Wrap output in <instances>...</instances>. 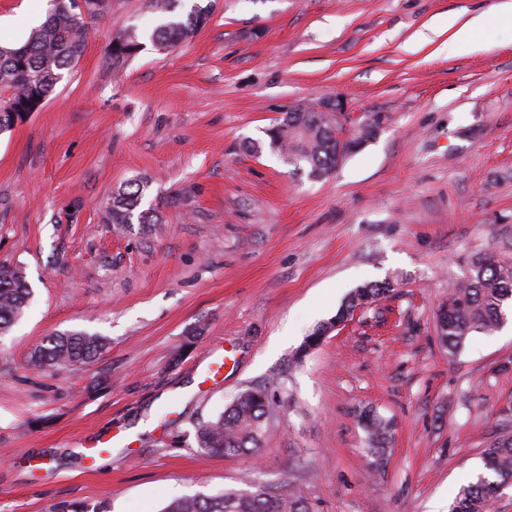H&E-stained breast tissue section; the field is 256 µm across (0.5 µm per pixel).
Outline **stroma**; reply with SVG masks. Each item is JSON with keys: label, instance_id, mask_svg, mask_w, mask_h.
<instances>
[{"label": "stroma", "instance_id": "1", "mask_svg": "<svg viewBox=\"0 0 512 512\" xmlns=\"http://www.w3.org/2000/svg\"><path fill=\"white\" fill-rule=\"evenodd\" d=\"M499 0H180L211 5L183 45L113 69L107 48L159 22L111 0L38 112L0 133V266L34 300L0 338V512L85 502L160 512L173 497L292 489L315 512H431L512 431V334L440 347L435 311L474 253L512 246V29ZM490 21L444 49L448 17ZM27 0H0V44ZM430 42H417L419 33ZM338 94L377 139L323 180L267 147L285 112ZM146 177L152 228L109 224L114 188ZM393 292L303 359L354 288ZM104 336L91 364L36 369L55 333ZM265 389L256 454L206 456L197 423ZM395 422L382 465L360 413ZM124 443L90 461L86 446Z\"/></svg>", "mask_w": 512, "mask_h": 512}]
</instances>
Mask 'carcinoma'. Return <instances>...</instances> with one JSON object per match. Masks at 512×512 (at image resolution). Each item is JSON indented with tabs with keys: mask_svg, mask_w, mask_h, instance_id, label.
<instances>
[{
	"mask_svg": "<svg viewBox=\"0 0 512 512\" xmlns=\"http://www.w3.org/2000/svg\"><path fill=\"white\" fill-rule=\"evenodd\" d=\"M74 0H55L45 21L34 28L27 40L17 46L0 45V133L15 126V116L36 102L48 99L56 90L64 72L72 69L87 46L92 22L101 18L108 0H89L87 13L72 8ZM212 5L194 8L186 19L168 18L151 33L150 41L160 50L175 47L192 38L205 26ZM145 49L142 36L133 28L114 37L108 46L112 66L119 68ZM382 117L375 115L362 122L356 132L341 140L344 125L333 112H319L307 106L300 112H287L281 122L266 130L268 148L295 170H305L314 180L329 176L344 157L359 152L375 139L382 128ZM151 182L135 179L112 191L106 210L109 224L151 225L161 223L159 214L140 209ZM390 282L368 283L354 289L336 318L320 325L304 345H316L328 329L351 319L357 309L385 298ZM32 288L25 270L19 265L0 267V337L24 315ZM512 310V258L494 251L471 260L467 275L453 284L448 299L436 313L439 344L454 357L476 333L498 330ZM106 345L105 338L84 331L46 337L34 353L39 367H69L94 361ZM268 395L263 390L242 392L215 419L197 424L195 438L207 455L233 456L255 454L266 423ZM369 440V453L375 461L384 459L392 430L391 420L372 409L361 413ZM485 468L494 479L480 474L477 480L460 489L450 512H489L500 491L512 486V434L504 432L484 449ZM162 512H312L309 504L295 493L278 487L258 485L253 491L229 489L215 496L200 493L172 499Z\"/></svg>",
	"mask_w": 512,
	"mask_h": 512,
	"instance_id": "obj_1",
	"label": "carcinoma"
}]
</instances>
